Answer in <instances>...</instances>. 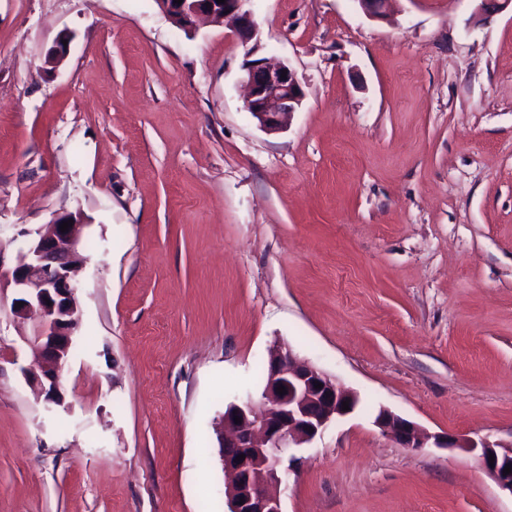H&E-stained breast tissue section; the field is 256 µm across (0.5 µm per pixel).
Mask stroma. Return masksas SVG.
Instances as JSON below:
<instances>
[{
    "label": "stroma",
    "instance_id": "stroma-1",
    "mask_svg": "<svg viewBox=\"0 0 512 512\" xmlns=\"http://www.w3.org/2000/svg\"><path fill=\"white\" fill-rule=\"evenodd\" d=\"M248 7L255 46L155 0H0V240L86 222L66 410L0 287V512H228L215 426L277 346L361 400L283 512H512L474 454L373 423L512 444V11ZM256 58L305 93L277 132L244 108Z\"/></svg>",
    "mask_w": 512,
    "mask_h": 512
}]
</instances>
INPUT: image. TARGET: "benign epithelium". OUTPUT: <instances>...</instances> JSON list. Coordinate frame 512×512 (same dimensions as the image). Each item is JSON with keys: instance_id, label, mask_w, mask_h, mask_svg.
<instances>
[{"instance_id": "7a95c632", "label": "benign epithelium", "mask_w": 512, "mask_h": 512, "mask_svg": "<svg viewBox=\"0 0 512 512\" xmlns=\"http://www.w3.org/2000/svg\"><path fill=\"white\" fill-rule=\"evenodd\" d=\"M249 0H158L159 7L181 28L193 31L199 20L229 22L243 43L259 41V26L247 8ZM369 18L386 17L391 0H356ZM286 77H281V74ZM245 110L259 126L276 131L298 111L304 92L295 72L284 62L271 65L256 59L246 68ZM68 220L73 225L60 231ZM81 214L67 213L46 225L45 230L26 231L12 256L7 284L15 297L11 314L23 322L35 318L26 343L35 364L23 368L27 383L48 405H64L61 375L68 364L73 338L80 326L76 297L83 259L79 255ZM323 387H317V384ZM283 386L287 393L277 388ZM349 401V410L342 402ZM360 405L357 394L343 389L314 365L299 360L282 346L270 352L260 401L248 394L224 408L217 429L222 440V465L230 475L227 488L229 512H283L281 487L296 471L297 451L307 447L327 426L353 413ZM242 421L235 422V417ZM374 424L403 448H461L476 454L482 468L498 487L512 494V448L487 438L455 440L430 434L416 423L382 407ZM244 456L238 461L236 457ZM494 461H489V456Z\"/></svg>"}]
</instances>
